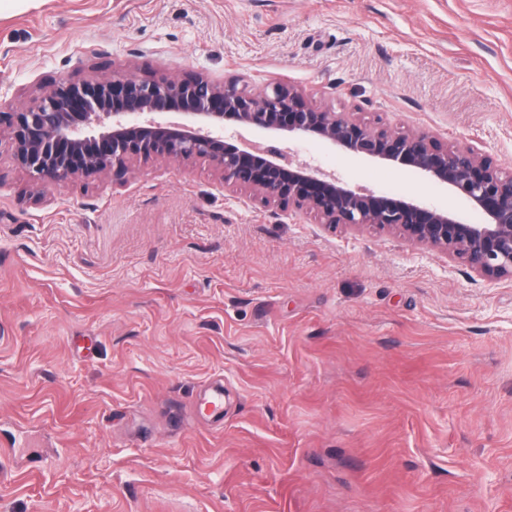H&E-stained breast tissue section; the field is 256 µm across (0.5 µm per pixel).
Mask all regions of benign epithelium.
<instances>
[{"label":"benign epithelium","instance_id":"7a95c632","mask_svg":"<svg viewBox=\"0 0 512 512\" xmlns=\"http://www.w3.org/2000/svg\"><path fill=\"white\" fill-rule=\"evenodd\" d=\"M1 120L34 186L102 174L122 185L149 162L201 160L224 187L266 207L307 209L332 230L385 231L461 262L490 284L512 281L511 169L473 146L315 105L290 83L254 92L204 73L137 76L114 68L104 79L91 66L82 77L38 86L25 110ZM306 139L422 173L469 202L482 221L352 187L285 147Z\"/></svg>","mask_w":512,"mask_h":512}]
</instances>
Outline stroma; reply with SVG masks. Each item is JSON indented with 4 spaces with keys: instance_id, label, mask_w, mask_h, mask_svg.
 Wrapping results in <instances>:
<instances>
[{
    "instance_id": "1",
    "label": "stroma",
    "mask_w": 512,
    "mask_h": 512,
    "mask_svg": "<svg viewBox=\"0 0 512 512\" xmlns=\"http://www.w3.org/2000/svg\"><path fill=\"white\" fill-rule=\"evenodd\" d=\"M91 64L285 80L512 169V0H0V110ZM1 448L0 512H512V281L263 206L199 162L38 198L5 140Z\"/></svg>"
}]
</instances>
